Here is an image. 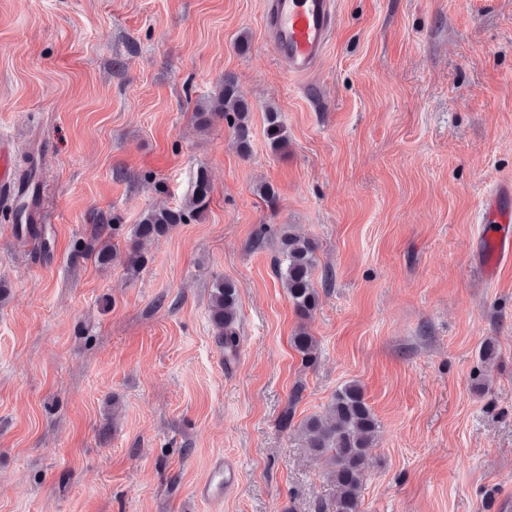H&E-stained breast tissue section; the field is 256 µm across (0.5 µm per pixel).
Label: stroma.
<instances>
[{"label":"stroma","mask_w":512,"mask_h":512,"mask_svg":"<svg viewBox=\"0 0 512 512\" xmlns=\"http://www.w3.org/2000/svg\"><path fill=\"white\" fill-rule=\"evenodd\" d=\"M337 13L319 71L292 81L262 0H0V512H317L334 488L280 419L324 414L351 380L380 422L362 512H512V259L483 275L478 222L512 177V0ZM228 75L247 156L224 118H194ZM33 164L47 262L13 214ZM201 167L206 213L147 244L139 275L70 261L92 211L137 223L181 204ZM285 230L316 246L306 318L274 273ZM218 277L239 293L230 362L209 318ZM302 327L310 367L290 345ZM220 456L238 476L213 504L195 490ZM265 123L266 140L270 149L276 153L284 152L288 146V136L280 112L268 107L265 112ZM294 350L301 356L305 365L311 366L317 359L318 341L304 328H299L291 337Z\"/></svg>","instance_id":"1"}]
</instances>
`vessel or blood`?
I'll return each instance as SVG.
<instances>
[{"instance_id": "1", "label": "vessel or blood", "mask_w": 512, "mask_h": 512, "mask_svg": "<svg viewBox=\"0 0 512 512\" xmlns=\"http://www.w3.org/2000/svg\"><path fill=\"white\" fill-rule=\"evenodd\" d=\"M265 42L288 78L315 71L326 55L337 14L334 0H263ZM480 223L489 225L482 268L493 275L499 259L512 256V178L500 180L485 193ZM236 480L232 463L216 459L212 474L197 490L198 497L220 501Z\"/></svg>"}]
</instances>
